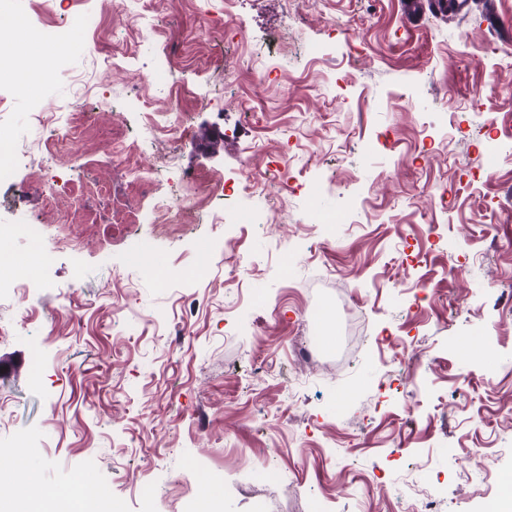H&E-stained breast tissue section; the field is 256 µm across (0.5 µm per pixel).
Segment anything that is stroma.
<instances>
[{
  "label": "stroma",
  "mask_w": 512,
  "mask_h": 512,
  "mask_svg": "<svg viewBox=\"0 0 512 512\" xmlns=\"http://www.w3.org/2000/svg\"><path fill=\"white\" fill-rule=\"evenodd\" d=\"M17 7L44 27L86 9ZM97 7L99 36L70 32L43 88L0 72L1 131L37 147L42 96L82 130L63 166L0 182V225L40 258L0 293V481L20 448L43 498L88 476L122 512H186L214 474L222 512H406L413 486L438 512H486L512 479V156L481 160L512 136V41L480 0L413 20L405 0ZM134 86L175 125L147 129ZM209 126L215 159L195 145ZM186 174L206 208L151 222ZM247 177L267 186L255 224L214 223L235 205L219 186ZM204 239L222 250L198 281L131 262L147 240L187 272Z\"/></svg>",
  "instance_id": "1"
}]
</instances>
